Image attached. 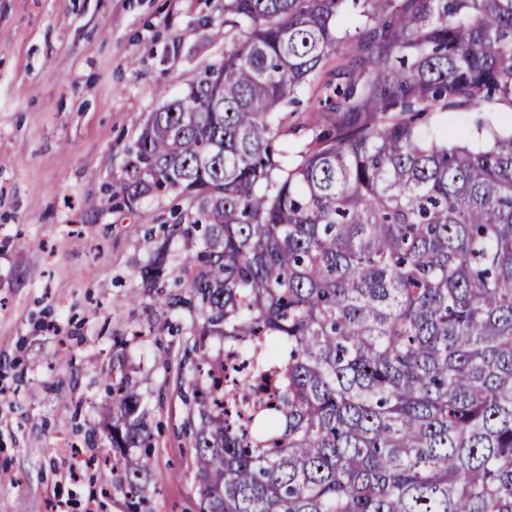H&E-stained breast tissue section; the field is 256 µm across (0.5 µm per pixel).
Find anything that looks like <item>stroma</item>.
Instances as JSON below:
<instances>
[{"instance_id": "obj_1", "label": "stroma", "mask_w": 512, "mask_h": 512, "mask_svg": "<svg viewBox=\"0 0 512 512\" xmlns=\"http://www.w3.org/2000/svg\"><path fill=\"white\" fill-rule=\"evenodd\" d=\"M224 0H0V512H126L107 447L106 381L129 375L155 434L154 512H196L190 411L178 378L188 311L139 268L176 195L124 205L130 147L151 113L220 63ZM168 242V241H165ZM169 280L199 241L168 242Z\"/></svg>"}]
</instances>
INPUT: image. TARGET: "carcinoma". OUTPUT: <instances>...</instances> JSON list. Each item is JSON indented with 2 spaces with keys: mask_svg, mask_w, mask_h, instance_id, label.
<instances>
[{
  "mask_svg": "<svg viewBox=\"0 0 512 512\" xmlns=\"http://www.w3.org/2000/svg\"><path fill=\"white\" fill-rule=\"evenodd\" d=\"M224 36L123 187L189 201L139 275L195 315L198 512H512V131L418 125L505 104L512 127V0H224ZM304 91L322 125L290 161L272 140ZM175 236L205 249L170 293ZM212 336L248 363L219 393ZM116 393L106 460L138 457L112 489L145 512L153 432Z\"/></svg>",
  "mask_w": 512,
  "mask_h": 512,
  "instance_id": "cac0c4a2",
  "label": "carcinoma"
}]
</instances>
